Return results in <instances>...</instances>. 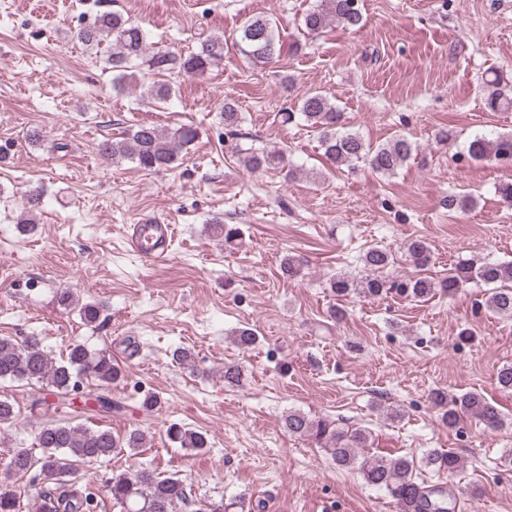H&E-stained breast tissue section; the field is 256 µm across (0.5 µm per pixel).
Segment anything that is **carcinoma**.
Instances as JSON below:
<instances>
[{
    "mask_svg": "<svg viewBox=\"0 0 512 512\" xmlns=\"http://www.w3.org/2000/svg\"><path fill=\"white\" fill-rule=\"evenodd\" d=\"M360 0H316L302 17L301 27L309 35L318 34L332 24L346 28L362 25ZM77 40L84 46L100 48L106 45L103 62L112 72V87L123 91L138 83L142 70L159 77L150 89V97L157 103L167 102L176 93L163 76L184 73L203 76L224 61V35L204 38L195 50L187 54L150 50L149 34L139 24L119 12H102L93 21L80 28ZM235 46L253 66H265L288 48L299 49L295 41L286 46L279 29V21L264 14L246 18L240 28ZM489 112L512 109V80L493 71L484 80ZM224 127L234 128L241 117L237 105L230 99L220 107ZM285 122L302 120L317 133L320 149L327 161L340 169L354 168L367 163L381 175L396 174L416 152V144L399 134L383 143L374 144L357 131L347 130L342 113L335 103L320 91L306 93L296 110L282 113ZM197 130L185 125L160 129L140 123L121 139L106 138L97 144L98 153L114 162L129 160L145 171L160 172L172 168L188 147L196 140ZM244 166L252 171L284 167L285 155L269 146H250L237 150ZM467 156L475 161L488 160L512 169V132L499 133L491 138L480 136L470 142ZM212 235L229 243L238 237V228L214 220L209 225ZM399 251L405 261L416 269L427 267L431 248L422 238L408 239ZM369 274L360 279L336 276L330 279V288L338 296L351 293L365 297H382L393 291L416 300H426L440 287L453 294L464 285L477 281L486 286L482 306L500 317L512 319V260H489L480 264L460 262L448 272V278L435 283L427 277L391 278L387 270L395 264V254L377 245L366 250L362 258ZM57 304L74 308L86 325L97 323L102 305L95 302L79 303L73 294L62 292ZM83 376L94 380V390L83 395L85 406L97 413L120 412L123 406L110 397L112 386L121 372L104 349L91 350L76 343L70 346L66 357L53 358L42 343L32 337L17 341L0 337V381H18L37 384L40 393L32 401L31 410H39L45 420L35 436V448H15L7 465V472L26 474L37 469L51 485L27 502H22L9 490L0 489V512H89L94 502L87 487L79 484V467L112 458L129 449L142 447L143 432L135 428L120 438L108 429H90L70 421L55 420L52 413L58 405L72 401L76 382ZM434 402L444 409L442 419L450 428L456 427L465 415L477 417L491 430L506 425L497 405L478 392H467L448 397L433 393ZM288 433L313 439L325 448L336 465L357 467L364 481L386 491L401 506L402 512H455L456 500L451 489H429L418 483L416 471L420 463L412 456L358 457L357 449L369 447L370 432L364 428H338L326 419H315L301 411H291L284 418ZM172 442L187 450L207 447L205 433L173 424L168 429ZM426 464L450 472L458 467V459L451 453L430 451L423 458ZM108 492L120 512H184L190 505L188 484L176 475L162 477L155 470L142 467L133 473H121L108 478Z\"/></svg>",
    "mask_w": 512,
    "mask_h": 512,
    "instance_id": "carcinoma-1",
    "label": "carcinoma"
}]
</instances>
